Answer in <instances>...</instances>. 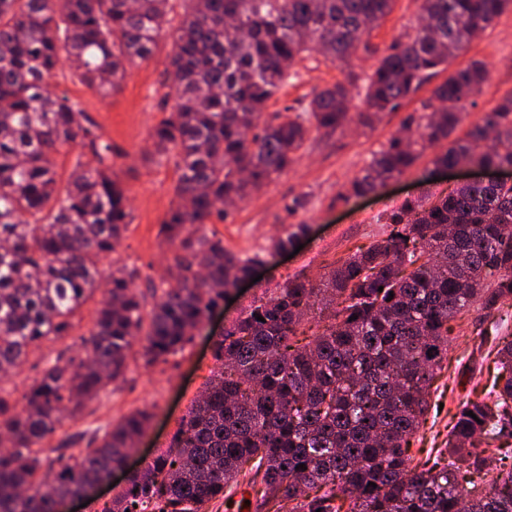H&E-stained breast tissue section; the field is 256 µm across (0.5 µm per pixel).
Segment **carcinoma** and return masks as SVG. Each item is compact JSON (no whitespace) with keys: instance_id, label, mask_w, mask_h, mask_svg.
I'll return each instance as SVG.
<instances>
[{"instance_id":"carcinoma-1","label":"carcinoma","mask_w":512,"mask_h":512,"mask_svg":"<svg viewBox=\"0 0 512 512\" xmlns=\"http://www.w3.org/2000/svg\"><path fill=\"white\" fill-rule=\"evenodd\" d=\"M0 0V380L46 342L72 335L95 292L92 327L42 357L18 399L0 387V512H57L135 448L150 414L138 410L77 455L44 445L108 387L124 379L135 343L147 364L183 351L239 280L306 235L293 224L268 253L239 255L206 225L288 169L310 131L351 123L371 129L467 51L512 0H418L414 34L395 40L374 69L312 93L306 115L266 114L305 52L349 65L395 0ZM172 32L170 109L151 132L173 161L176 203L162 224L176 247L170 280L153 303L132 288L135 269L103 276L100 261L131 224L112 146L80 104L48 91L61 57L90 90L120 89L128 68ZM488 80L471 60L435 86L427 112L410 115L350 181L376 191L444 145L434 169L512 166V96L450 139ZM364 109L351 115V89ZM78 144L91 159L65 176L53 154ZM387 238L336 262L314 285L290 279L264 291L212 340L218 365L170 445L131 475L104 512H206L224 501L243 512L247 493L265 512H512V341L497 349L503 387L461 404L448 453L411 465L410 443L429 409L435 368L448 357L450 322L472 310L493 320L512 297V184L463 182L428 202L404 200L385 215ZM264 321H259L256 316ZM318 331L304 347L305 323ZM473 412L470 417L467 412ZM306 467L302 471L298 466Z\"/></svg>"}]
</instances>
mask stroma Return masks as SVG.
Segmentation results:
<instances>
[{"instance_id": "stroma-1", "label": "stroma", "mask_w": 512, "mask_h": 512, "mask_svg": "<svg viewBox=\"0 0 512 512\" xmlns=\"http://www.w3.org/2000/svg\"><path fill=\"white\" fill-rule=\"evenodd\" d=\"M417 14V0H396L391 13L373 31L372 44L384 48L412 32ZM172 50L171 38H161L152 56L130 69L120 89L107 96L72 79L64 65L50 81L55 93L78 101L99 126L112 147L113 170L129 191L132 222L115 252L101 262V271L108 274L122 266L137 269L135 286L147 297L164 280L174 256L173 248L162 241L160 226L174 199L175 169L173 163L154 157L150 138L163 110L173 103L168 86ZM472 59L486 64L489 80L463 121L467 127L512 95V11L474 40L452 66L463 67ZM298 68L301 80L288 84L272 99L267 113L309 99L314 89L344 80L346 71L316 53L306 54ZM432 90L429 84L422 87L399 111L383 116L374 129L365 131L352 125L341 133L311 132L295 164L238 203L233 217L211 227L227 249L241 255L266 249L270 239L292 223L309 225V242L293 258L268 256L261 280L237 295L233 303H221L183 352L149 366L133 358L124 382L109 386L81 416L66 421L61 433L52 439V446L63 447L68 455L79 453V446L64 444L66 435L104 430L132 411L145 409L151 420L130 461L136 464L164 450L215 370L212 338L221 335L254 297L294 277L319 281L336 259L387 236L389 229L381 220L387 211L405 199L454 188L455 180L443 175L430 181L434 150L429 147L410 170L377 192L346 200L341 197L372 154L400 131L403 121L423 112ZM297 196L305 198V207L287 215L284 204ZM452 327L454 348L434 375L425 423L411 441V453L418 459L447 447L458 406L484 397L501 376L493 354L496 339L481 335L474 314L457 317Z\"/></svg>"}]
</instances>
